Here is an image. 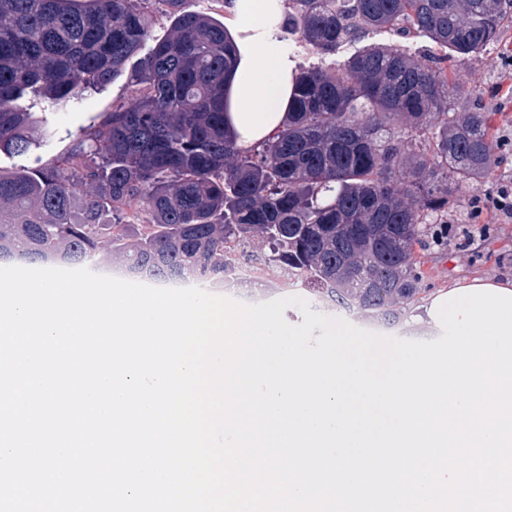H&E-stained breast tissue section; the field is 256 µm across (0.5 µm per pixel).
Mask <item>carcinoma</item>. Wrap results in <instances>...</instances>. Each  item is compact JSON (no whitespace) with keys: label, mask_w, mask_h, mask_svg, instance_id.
Masks as SVG:
<instances>
[{"label":"carcinoma","mask_w":512,"mask_h":512,"mask_svg":"<svg viewBox=\"0 0 512 512\" xmlns=\"http://www.w3.org/2000/svg\"><path fill=\"white\" fill-rule=\"evenodd\" d=\"M173 14L136 81L139 101L110 113L51 167L0 174V251L96 262L102 237L115 259L149 279L231 271L224 255L288 272L317 301L398 325L420 294L415 245L448 212L458 187L499 164L488 113L455 112L462 90L448 68L397 48L366 47L332 67L300 69L284 127L240 150L224 127L234 45L224 24ZM288 29L334 55L371 30L425 34L468 60L499 41L512 0H293ZM147 32L132 0H0V150L25 154L33 121L24 101L56 108L110 84ZM436 129L423 151L384 135ZM98 193L77 196L79 182ZM140 226L102 224L106 211Z\"/></svg>","instance_id":"cac0c4a2"}]
</instances>
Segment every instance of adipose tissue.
I'll return each instance as SVG.
<instances>
[{
  "label": "adipose tissue",
  "mask_w": 512,
  "mask_h": 512,
  "mask_svg": "<svg viewBox=\"0 0 512 512\" xmlns=\"http://www.w3.org/2000/svg\"><path fill=\"white\" fill-rule=\"evenodd\" d=\"M285 0H228L224 26L236 49L226 84L225 126L243 150L281 130L293 99L297 57L284 36Z\"/></svg>",
  "instance_id": "ef3b65f1"
}]
</instances>
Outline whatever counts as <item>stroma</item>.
I'll return each instance as SVG.
<instances>
[{
    "instance_id": "obj_1",
    "label": "stroma",
    "mask_w": 512,
    "mask_h": 512,
    "mask_svg": "<svg viewBox=\"0 0 512 512\" xmlns=\"http://www.w3.org/2000/svg\"><path fill=\"white\" fill-rule=\"evenodd\" d=\"M367 41L404 49L424 63L442 55L431 40L415 34L373 32ZM448 65L456 70L463 86L455 101V111L477 106L490 113L504 160L490 176L459 186L448 207V232L441 243H433L427 237L422 245L416 246L415 256L422 273L420 295L424 298L449 284L475 276L512 280V223H498L474 205L475 199L484 197L498 185L512 186V27L498 43L488 46L479 60L452 57ZM139 95L140 87L128 70L108 86L84 91L59 111L47 112L41 106H34V122L29 129L31 150L24 155L1 151L0 171L9 173L56 164L68 156L76 141L104 115L132 106ZM304 294L300 283L282 271L268 280L255 278L238 289L235 298L253 304L260 298L269 302Z\"/></svg>"
}]
</instances>
